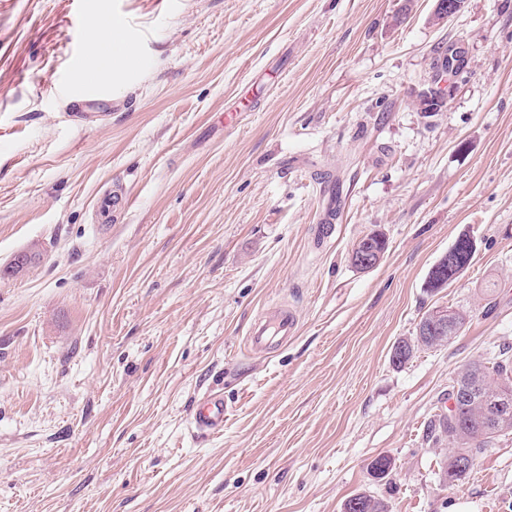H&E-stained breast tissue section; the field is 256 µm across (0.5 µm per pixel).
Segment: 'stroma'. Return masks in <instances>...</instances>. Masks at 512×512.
<instances>
[{"label": "stroma", "mask_w": 512, "mask_h": 512, "mask_svg": "<svg viewBox=\"0 0 512 512\" xmlns=\"http://www.w3.org/2000/svg\"><path fill=\"white\" fill-rule=\"evenodd\" d=\"M434 7L0 0V512H342L359 493L512 512V435L452 488L447 448L423 440L465 364L512 352V0L443 23ZM108 23L139 63L85 82L81 48ZM458 42L464 73L421 112L436 49ZM94 91L106 119L71 117ZM375 230L388 248L358 270ZM463 233L471 264L427 291ZM281 303L298 334L252 353ZM438 305L468 324L394 366ZM213 392L224 430L203 436L189 412Z\"/></svg>", "instance_id": "35a3bbf8"}]
</instances>
